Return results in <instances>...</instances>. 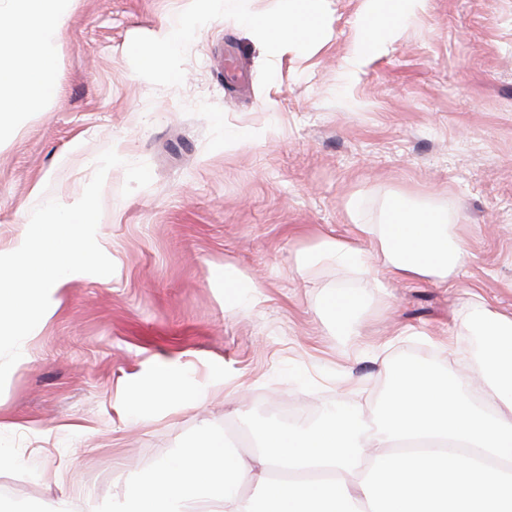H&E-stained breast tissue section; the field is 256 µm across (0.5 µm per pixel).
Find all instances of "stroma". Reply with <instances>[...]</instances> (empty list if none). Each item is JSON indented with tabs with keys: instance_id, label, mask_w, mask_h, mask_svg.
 I'll return each mask as SVG.
<instances>
[{
	"instance_id": "1",
	"label": "stroma",
	"mask_w": 512,
	"mask_h": 512,
	"mask_svg": "<svg viewBox=\"0 0 512 512\" xmlns=\"http://www.w3.org/2000/svg\"><path fill=\"white\" fill-rule=\"evenodd\" d=\"M223 0L161 71L133 49L190 0H75L53 53L54 96L0 131V252L32 209L76 202L98 154L147 163L149 187L105 179L107 278L68 282L0 391V512L59 499L93 512L193 428L331 402L372 415L389 362L474 359L469 312L512 310V0H427L362 65L364 0H329L323 35L268 49ZM447 211L467 263L447 283L299 255L378 228L395 197ZM231 264L257 287L224 289ZM351 300V330L324 303ZM459 336L460 350L435 341ZM184 401L144 403L155 374Z\"/></svg>"
}]
</instances>
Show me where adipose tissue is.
Listing matches in <instances>:
<instances>
[{"label":"adipose tissue","mask_w":512,"mask_h":512,"mask_svg":"<svg viewBox=\"0 0 512 512\" xmlns=\"http://www.w3.org/2000/svg\"><path fill=\"white\" fill-rule=\"evenodd\" d=\"M72 0H8V14H0V43H19V50L0 54V128L15 113L54 92L49 77L51 49L63 30ZM317 0H280L273 14L243 12L244 25L267 44H310L320 34ZM448 214L439 209L414 210L394 199L378 238L373 268L392 278H447L461 267L469 252L465 239L448 232ZM361 251L355 240L322 236L300 266L319 261L355 262Z\"/></svg>","instance_id":"ef3b65f1"}]
</instances>
